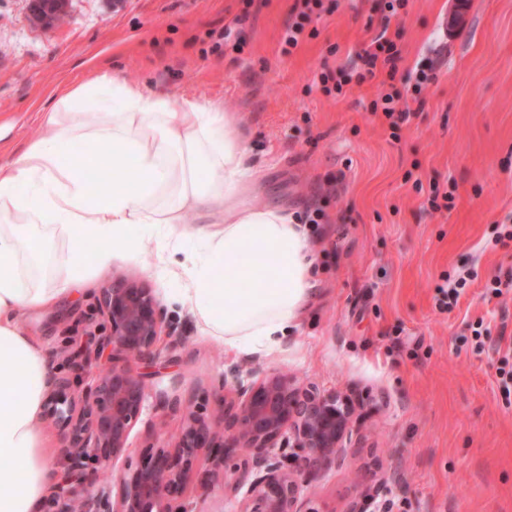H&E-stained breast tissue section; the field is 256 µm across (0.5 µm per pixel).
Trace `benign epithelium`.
<instances>
[{
	"label": "benign epithelium",
	"mask_w": 512,
	"mask_h": 512,
	"mask_svg": "<svg viewBox=\"0 0 512 512\" xmlns=\"http://www.w3.org/2000/svg\"><path fill=\"white\" fill-rule=\"evenodd\" d=\"M60 16L67 0H31L33 14ZM96 305L105 328H95L94 347L67 357L44 403L58 428L66 473L54 483L43 512H197L184 497L188 473L199 454L209 460L201 495L217 484L237 500V512H304L301 486L336 463L342 442L359 424L357 403L336 392L302 387L295 377L234 366L218 380L217 413L191 414L179 440L152 447L147 461L116 482L98 483L113 469L139 421L149 376L132 361L152 355L160 341L178 347L180 335L153 289L118 279Z\"/></svg>",
	"instance_id": "1"
}]
</instances>
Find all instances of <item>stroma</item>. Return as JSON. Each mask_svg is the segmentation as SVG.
Masks as SVG:
<instances>
[{
  "label": "stroma",
  "mask_w": 512,
  "mask_h": 512,
  "mask_svg": "<svg viewBox=\"0 0 512 512\" xmlns=\"http://www.w3.org/2000/svg\"><path fill=\"white\" fill-rule=\"evenodd\" d=\"M449 25L452 0H412L390 16L380 0H338L313 19L317 37L291 55L281 38L294 0H266L245 14L242 0H70L63 22H36L29 0H0V139L20 148L38 139V113L66 84L106 72L174 102H222L249 147L258 180L249 194L296 212L319 203L311 226L318 255L314 289L282 352L267 370L295 374L326 392L360 397L368 413L341 461L301 496L313 512H348L357 480L375 487V504L393 512H512V406L495 385L491 347H512V297L488 298L486 281L512 268V246L492 244L495 225L512 221V0H466ZM230 27L220 50L211 30ZM403 47L401 73L437 62L424 104L410 103L399 139L368 106L371 81L333 98L313 78L353 59L379 31ZM454 196L430 211L415 181ZM85 245L89 282L57 310L23 313L27 333L67 370L69 345L100 324L94 302L113 279L154 288L183 346L160 345L137 361L149 375L139 422L118 468L138 465L149 446L178 439L185 416L209 414L212 379L250 359L202 336L171 301L167 283L147 272L156 248L118 254L96 270ZM477 267L478 278L451 313H439L434 286L444 273ZM482 324L488 350L465 344ZM199 385L196 403L158 408L160 397ZM164 419L166 434L149 425ZM400 469L405 482H383Z\"/></svg>",
  "instance_id": "35a3bbf8"
}]
</instances>
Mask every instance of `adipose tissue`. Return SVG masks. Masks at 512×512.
Wrapping results in <instances>:
<instances>
[{"mask_svg": "<svg viewBox=\"0 0 512 512\" xmlns=\"http://www.w3.org/2000/svg\"><path fill=\"white\" fill-rule=\"evenodd\" d=\"M40 123L42 137L0 160V512H38L55 477L38 425L53 368L19 317L84 283V241H99L105 269L115 247L136 255L155 237L164 249L152 274L183 281L175 301L202 335L244 355L279 351L312 293L305 227L285 207L242 200L255 171L223 105L178 104L101 74L64 91ZM102 148L134 191H90L85 170ZM65 153L77 164L61 168ZM190 213L209 227L186 228Z\"/></svg>", "mask_w": 512, "mask_h": 512, "instance_id": "obj_1", "label": "adipose tissue"}]
</instances>
